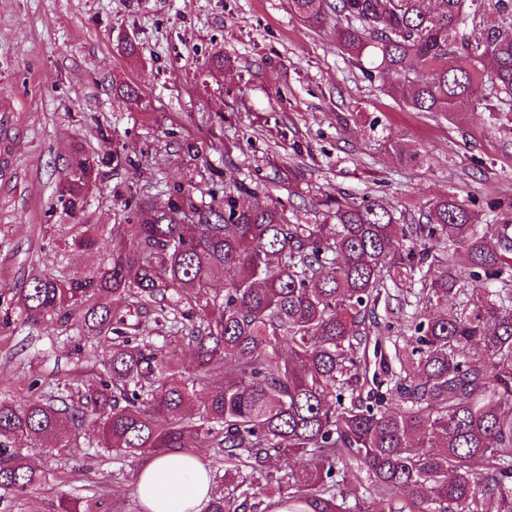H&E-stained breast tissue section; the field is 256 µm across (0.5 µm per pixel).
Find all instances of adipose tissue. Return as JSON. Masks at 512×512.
I'll return each instance as SVG.
<instances>
[{
	"label": "adipose tissue",
	"mask_w": 512,
	"mask_h": 512,
	"mask_svg": "<svg viewBox=\"0 0 512 512\" xmlns=\"http://www.w3.org/2000/svg\"><path fill=\"white\" fill-rule=\"evenodd\" d=\"M211 486L210 469L196 457L166 454L140 469L135 496L142 512H202Z\"/></svg>",
	"instance_id": "adipose-tissue-1"
}]
</instances>
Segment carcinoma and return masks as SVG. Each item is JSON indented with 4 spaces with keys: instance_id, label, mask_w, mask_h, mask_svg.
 Wrapping results in <instances>:
<instances>
[{
    "instance_id": "obj_1",
    "label": "carcinoma",
    "mask_w": 512,
    "mask_h": 512,
    "mask_svg": "<svg viewBox=\"0 0 512 512\" xmlns=\"http://www.w3.org/2000/svg\"><path fill=\"white\" fill-rule=\"evenodd\" d=\"M427 2L292 0L311 24L334 20L340 49L372 60L368 76L410 108L455 116L480 107L496 121L512 114V0H437L434 12ZM484 7L497 26L468 32ZM487 58L489 74L480 69ZM125 162L118 151L76 153L57 193L63 211L82 212L101 168ZM133 203L128 239L103 247L96 270L33 273L19 290L23 322L79 310L89 334H113L112 354L81 410L61 396L0 400V502L43 481L20 443L66 448L90 418L98 447L120 457L224 449V483L207 512H512L507 233L451 194L425 203L424 224L346 196L324 201L323 224H290L256 193L246 205L232 191L206 205L178 188L163 206L144 194ZM424 264L439 274L421 280L428 308L411 321L416 347L395 349L388 396L364 399L370 307ZM461 276L470 298L450 311ZM134 313L188 340L192 375L139 338ZM351 461L368 473V502L336 480ZM56 512L112 505L68 495Z\"/></svg>"
}]
</instances>
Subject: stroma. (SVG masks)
Listing matches in <instances>:
<instances>
[{"label":"stroma","mask_w":512,"mask_h":512,"mask_svg":"<svg viewBox=\"0 0 512 512\" xmlns=\"http://www.w3.org/2000/svg\"><path fill=\"white\" fill-rule=\"evenodd\" d=\"M135 90L126 96L125 87ZM0 306L32 273L87 274L101 253L70 244V225L122 237L131 195L164 203L173 188L196 200L245 188L283 204L290 221L318 224L327 196L370 197L405 217L454 194L483 221L512 232V123L475 109L451 119L416 112L341 53L331 25L294 13L290 0H0ZM420 152L400 161L384 145ZM119 151L77 217L56 187L75 152ZM419 284L381 298L374 329L386 356L414 345ZM111 338L87 337L81 317L0 326V398L76 395L95 380ZM85 423L70 447L31 455L44 481L8 495L0 512H54L61 495H98L141 512V460L97 456Z\"/></svg>","instance_id":"1"}]
</instances>
